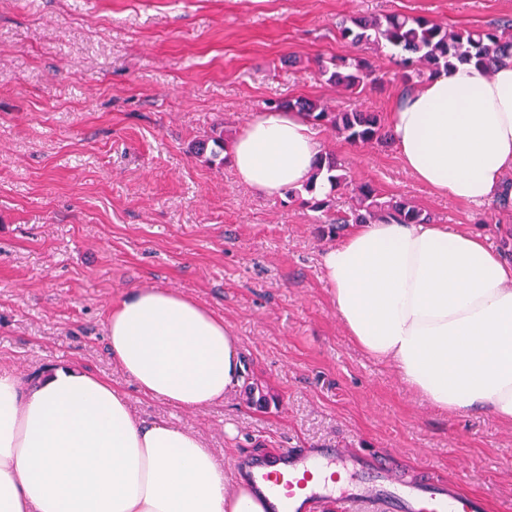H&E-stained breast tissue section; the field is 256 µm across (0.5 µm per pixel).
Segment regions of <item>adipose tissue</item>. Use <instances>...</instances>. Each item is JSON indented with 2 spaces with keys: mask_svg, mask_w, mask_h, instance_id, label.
I'll return each mask as SVG.
<instances>
[{
  "mask_svg": "<svg viewBox=\"0 0 512 512\" xmlns=\"http://www.w3.org/2000/svg\"><path fill=\"white\" fill-rule=\"evenodd\" d=\"M403 167L422 185L483 204L512 170V59L484 74L454 63L388 115ZM321 143L299 113L267 111L235 137L230 162L252 190L299 188ZM336 313L368 355L443 412L512 425V261L481 233L445 224L356 225L321 258ZM106 339L139 390L182 410L223 401L243 374L223 319L196 300L141 287L111 307ZM197 435L131 412L86 370L34 382L0 366V512H266Z\"/></svg>",
  "mask_w": 512,
  "mask_h": 512,
  "instance_id": "1",
  "label": "adipose tissue"
}]
</instances>
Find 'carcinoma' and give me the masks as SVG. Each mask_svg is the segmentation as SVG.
<instances>
[{"label": "carcinoma", "instance_id": "carcinoma-1", "mask_svg": "<svg viewBox=\"0 0 512 512\" xmlns=\"http://www.w3.org/2000/svg\"><path fill=\"white\" fill-rule=\"evenodd\" d=\"M342 40L352 44L388 45L400 54L404 90L414 81L454 63H468L489 73L495 64L512 58V36L499 33V28L459 30L426 17L387 14L384 16H360L344 21L339 26ZM320 75L330 84L355 94L367 85L379 81L376 68L363 57L341 56L319 67ZM269 110L298 112L313 125L334 130L347 143L357 146L372 142L386 143L384 119L377 112L360 109L338 111L333 106L306 98L269 100ZM224 132H215L194 141L189 152L199 156L209 155L210 162L224 164L221 154L228 151ZM351 189L356 205L351 213L329 220L331 224H371L394 220L400 224H429L430 214L404 201H382L377 190L369 183L354 184L345 165L336 154L323 151L315 161L312 179L302 188L285 190V195L296 198L315 211L330 210L337 192ZM309 198H302V193Z\"/></svg>", "mask_w": 512, "mask_h": 512}]
</instances>
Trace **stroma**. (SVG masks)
Instances as JSON below:
<instances>
[{
    "label": "stroma",
    "mask_w": 512,
    "mask_h": 512,
    "mask_svg": "<svg viewBox=\"0 0 512 512\" xmlns=\"http://www.w3.org/2000/svg\"><path fill=\"white\" fill-rule=\"evenodd\" d=\"M387 13L477 29L512 19V0H0V365L25 380L63 364L107 378L140 419L197 433L232 476L248 456L335 445L512 502V426L434 409L347 336L321 271L347 225L189 151L215 129L235 137L275 98L391 112L397 56L337 29ZM337 56L368 58L378 83H327L318 65ZM319 135L354 182L512 260V207L438 195L393 146ZM140 286L231 327L244 372L223 402L173 408L112 362L108 311Z\"/></svg>",
    "instance_id": "stroma-1"
}]
</instances>
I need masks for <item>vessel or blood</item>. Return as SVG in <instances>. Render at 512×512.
<instances>
[{"label": "vessel or blood", "instance_id": "b4317fda", "mask_svg": "<svg viewBox=\"0 0 512 512\" xmlns=\"http://www.w3.org/2000/svg\"><path fill=\"white\" fill-rule=\"evenodd\" d=\"M240 468L268 512H320L332 500L342 512L360 504L367 512H491L478 493L455 483L402 480L385 462L349 448L280 451Z\"/></svg>", "mask_w": 512, "mask_h": 512}]
</instances>
